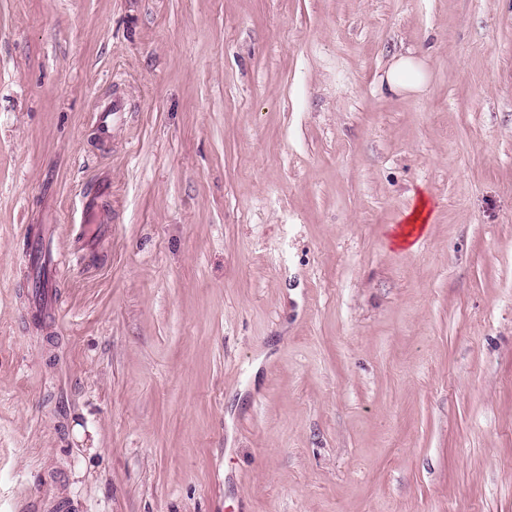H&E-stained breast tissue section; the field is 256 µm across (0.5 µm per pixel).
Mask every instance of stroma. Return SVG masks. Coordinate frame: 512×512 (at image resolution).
Segmentation results:
<instances>
[{
  "label": "stroma",
  "mask_w": 512,
  "mask_h": 512,
  "mask_svg": "<svg viewBox=\"0 0 512 512\" xmlns=\"http://www.w3.org/2000/svg\"><path fill=\"white\" fill-rule=\"evenodd\" d=\"M47 496L512 512V0H0V512ZM428 80L424 62L413 54L397 57L386 75L387 88L391 92H420ZM124 119L125 107L121 98L114 97L110 105L100 107L99 122L105 133H109L111 128L119 127Z\"/></svg>",
  "instance_id": "stroma-1"
}]
</instances>
